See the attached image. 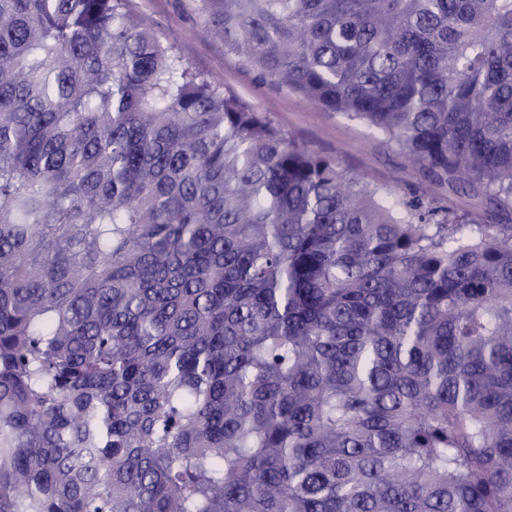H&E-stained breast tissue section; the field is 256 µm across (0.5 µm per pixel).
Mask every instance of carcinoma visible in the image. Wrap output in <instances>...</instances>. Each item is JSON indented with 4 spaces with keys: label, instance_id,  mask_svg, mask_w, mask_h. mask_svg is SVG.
<instances>
[{
    "label": "carcinoma",
    "instance_id": "carcinoma-1",
    "mask_svg": "<svg viewBox=\"0 0 512 512\" xmlns=\"http://www.w3.org/2000/svg\"><path fill=\"white\" fill-rule=\"evenodd\" d=\"M488 224L375 185L128 0H0V512H512V0H190Z\"/></svg>",
    "mask_w": 512,
    "mask_h": 512
}]
</instances>
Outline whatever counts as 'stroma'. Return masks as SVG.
Listing matches in <instances>:
<instances>
[{"instance_id":"1","label":"stroma","mask_w":512,"mask_h":512,"mask_svg":"<svg viewBox=\"0 0 512 512\" xmlns=\"http://www.w3.org/2000/svg\"><path fill=\"white\" fill-rule=\"evenodd\" d=\"M129 7L159 37L175 42L192 67L261 112L298 143L336 159L351 173L378 186L402 192L419 190L457 211L489 215L491 208L482 197L427 180L374 129L324 111L245 70L237 57L225 54L220 42L202 33V21L188 0H129Z\"/></svg>"}]
</instances>
